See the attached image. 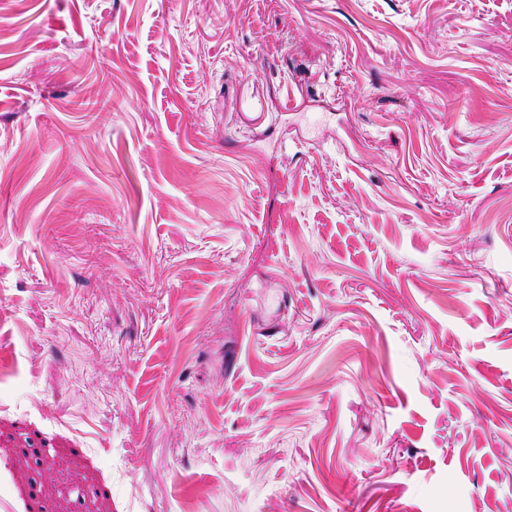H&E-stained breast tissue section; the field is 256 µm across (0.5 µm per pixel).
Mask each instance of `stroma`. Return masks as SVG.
<instances>
[{
	"mask_svg": "<svg viewBox=\"0 0 512 512\" xmlns=\"http://www.w3.org/2000/svg\"><path fill=\"white\" fill-rule=\"evenodd\" d=\"M0 512H512V0H0Z\"/></svg>",
	"mask_w": 512,
	"mask_h": 512,
	"instance_id": "stroma-1",
	"label": "stroma"
}]
</instances>
